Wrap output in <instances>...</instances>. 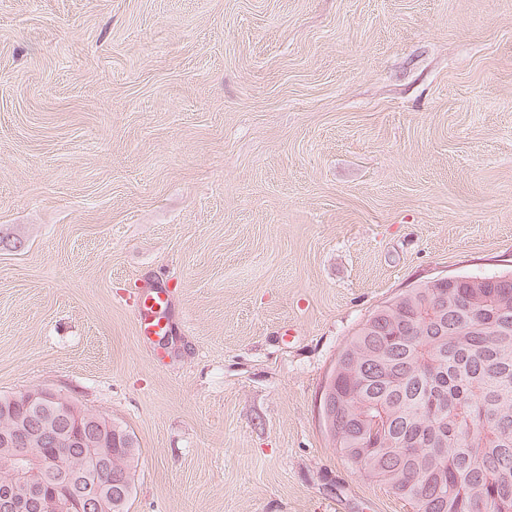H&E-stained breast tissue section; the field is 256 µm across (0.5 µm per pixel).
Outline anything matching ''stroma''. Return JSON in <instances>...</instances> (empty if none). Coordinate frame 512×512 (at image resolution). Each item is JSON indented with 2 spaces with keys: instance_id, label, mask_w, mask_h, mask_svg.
<instances>
[{
  "instance_id": "1",
  "label": "stroma",
  "mask_w": 512,
  "mask_h": 512,
  "mask_svg": "<svg viewBox=\"0 0 512 512\" xmlns=\"http://www.w3.org/2000/svg\"><path fill=\"white\" fill-rule=\"evenodd\" d=\"M507 271L512 0H0V394L133 432L130 512H411L325 383L395 296ZM137 294V334L143 338L167 336L170 327L169 295L165 288H139Z\"/></svg>"
}]
</instances>
